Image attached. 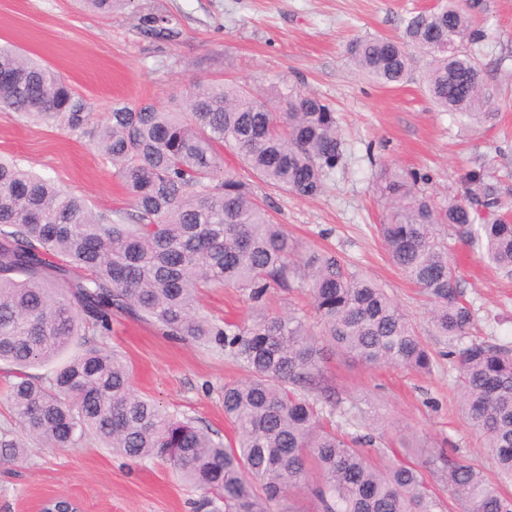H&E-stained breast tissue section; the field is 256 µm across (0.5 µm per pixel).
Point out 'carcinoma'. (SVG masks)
Masks as SVG:
<instances>
[{
    "label": "carcinoma",
    "mask_w": 512,
    "mask_h": 512,
    "mask_svg": "<svg viewBox=\"0 0 512 512\" xmlns=\"http://www.w3.org/2000/svg\"><path fill=\"white\" fill-rule=\"evenodd\" d=\"M124 0H83L109 15ZM481 0H438L405 20L406 40L369 36L347 52L371 81L403 82L410 49L429 57L426 90L444 112L473 123L496 119L495 92L470 46ZM143 34L179 37L173 17L147 12ZM0 108L86 132L90 103L41 59L0 44ZM96 149L132 211L96 212L86 200L17 162L0 158V362L13 370L6 402L20 432L0 429V461H23L28 443L74 448L93 437L132 460L173 464L208 512H512V496L466 458L403 435L416 459L398 460L356 414L336 423L322 370L325 353L366 365L430 374L453 360L464 416L504 479H512V345L471 336L474 310L448 260L443 230L512 275V223L496 216L498 184L477 173L439 206L424 177L381 167L374 192L388 215L379 226L390 261L430 305L434 352L387 289L348 272L336 253L302 251L256 200L237 168L303 199L325 190L345 158L333 108L296 83L259 97L237 83L195 81L175 108L116 103L96 124ZM481 212L493 216L475 223ZM231 286L251 304L240 321L218 322L199 305L204 288ZM306 292L313 314H272V289ZM118 315L164 336L224 350L248 372L224 385L233 439L214 440L133 389V369L106 346ZM54 364L44 375L29 369ZM438 486L433 490L426 476Z\"/></svg>",
    "instance_id": "1"
}]
</instances>
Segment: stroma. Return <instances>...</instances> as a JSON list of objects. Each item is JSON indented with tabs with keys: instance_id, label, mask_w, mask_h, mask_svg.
<instances>
[{
	"instance_id": "obj_1",
	"label": "stroma",
	"mask_w": 512,
	"mask_h": 512,
	"mask_svg": "<svg viewBox=\"0 0 512 512\" xmlns=\"http://www.w3.org/2000/svg\"><path fill=\"white\" fill-rule=\"evenodd\" d=\"M435 3L127 0L101 16L81 0H0V43L58 70L90 99L98 121L117 101L171 105L197 80H232L252 90L301 82L334 108L346 142L343 164L313 200L267 187L248 172L243 178L256 199L268 203L274 221L307 249L335 251L350 271L376 279L425 333L427 303L390 262L378 235L385 209L373 183L385 164L414 170L425 177L423 190L444 204L462 192L474 159L483 156L503 187L512 189V0H483L475 14L484 38L473 50L499 97V114L490 124L471 126L438 111L423 89V54L414 53L403 84L379 86L356 72L346 48L364 35L403 38L404 19ZM147 8L176 18L180 36L172 42L144 36L138 18ZM0 156L82 196L93 210L131 208L91 135L0 109ZM446 242L476 313V335L512 340V276L479 262L477 248L458 237L447 235ZM199 302L221 321H241L249 312L247 298L232 288L207 289ZM105 342L131 364L136 392L194 418L214 438H231L224 385L247 373L224 352L161 336L127 318L113 321ZM324 366L339 408L373 414L376 434L391 436L390 422H399L496 479L494 463L458 409L456 371L447 359L428 375L368 368L337 354ZM51 495L78 497L85 512H194L201 497L169 464L118 457L91 438L74 448L35 445L24 463L0 462V512H35Z\"/></svg>"
}]
</instances>
